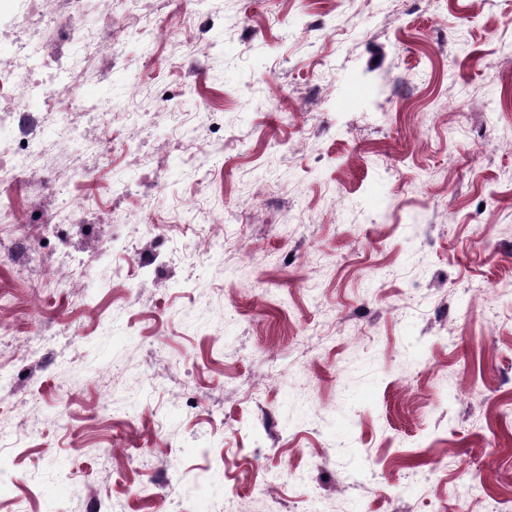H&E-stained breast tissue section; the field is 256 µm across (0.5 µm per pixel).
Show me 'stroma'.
<instances>
[{"label":"stroma","mask_w":512,"mask_h":512,"mask_svg":"<svg viewBox=\"0 0 512 512\" xmlns=\"http://www.w3.org/2000/svg\"><path fill=\"white\" fill-rule=\"evenodd\" d=\"M511 13L512 0H174L161 35L115 29L126 67L89 92L109 112L67 119L123 135L131 71L149 123L89 161L93 230L17 225L63 257L65 281L39 263L0 272V469L15 480L0 512L512 499V46L494 35ZM185 25L208 33L190 56ZM160 91L192 122L210 102L222 172L184 175ZM119 179L129 195L113 194ZM193 196L248 258L203 252ZM148 222L169 248L116 347L104 328L126 258L98 253L149 254ZM174 403L182 422L159 429ZM288 468L299 484L258 490Z\"/></svg>","instance_id":"1"}]
</instances>
